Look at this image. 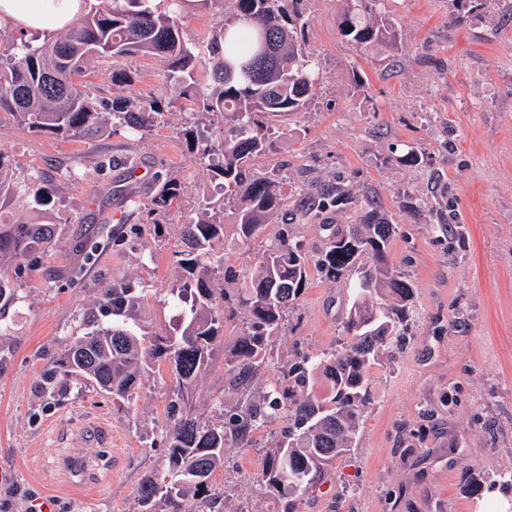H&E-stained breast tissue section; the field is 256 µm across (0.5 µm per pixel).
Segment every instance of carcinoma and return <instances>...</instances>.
<instances>
[{
	"instance_id": "cac0c4a2",
	"label": "carcinoma",
	"mask_w": 512,
	"mask_h": 512,
	"mask_svg": "<svg viewBox=\"0 0 512 512\" xmlns=\"http://www.w3.org/2000/svg\"><path fill=\"white\" fill-rule=\"evenodd\" d=\"M186 0H95L83 20L52 40L34 45L0 37V111L11 113L28 129L93 141L107 131L106 115L133 130L153 127L164 112L155 96L115 98L94 103L84 77L92 62L112 60L105 78L114 85L132 81L123 60L141 54L165 64L164 77L175 99L190 110L207 112L224 122L215 129L221 164L212 171L225 194L245 201L236 213L238 235L248 242L269 223L282 203L270 179L255 172L256 161L274 147L264 117H281L306 107L317 88L320 68L307 53L303 35L309 18L300 0H234V13L212 30L201 46L182 39L190 12ZM338 30L348 42L369 45L391 37L376 10L384 0H346ZM457 18H466L483 0H452ZM250 26L228 37V26ZM174 179H156L152 211L164 214L180 194ZM352 203L338 183L323 207ZM224 206L206 198L196 216L183 225L178 286L170 289L177 310L176 327L151 335L137 313L150 290L130 281H112L102 289L100 309L112 321L84 322L50 373L54 380H75L133 403L141 378L160 364L171 367L176 398L164 428L165 462L150 470L136 494L141 512H186L195 499L201 512H216L224 494L213 489V475L224 465V449L244 448L254 431L285 421L274 449L255 482L283 500V512H298V498L322 482L356 447L363 411L373 399L374 366L383 355L402 347L404 321L415 304V286L388 261L397 225L370 211L360 224L335 229L322 224L328 245L314 256L281 234L251 271L248 293L235 298L249 319L234 352L224 358L228 385L244 389L275 360L272 337L279 335L288 306L309 287L311 272L327 278H352V300L344 331L349 341L330 353L302 354L279 371L265 392L246 395L242 405L221 422L201 424L190 401L197 381L208 369L216 340L224 330V298L214 277L224 272V255L212 243L224 234ZM55 224L20 221L0 224V338L12 333L6 320L18 300L14 281L4 268L22 276L54 245Z\"/></svg>"
}]
</instances>
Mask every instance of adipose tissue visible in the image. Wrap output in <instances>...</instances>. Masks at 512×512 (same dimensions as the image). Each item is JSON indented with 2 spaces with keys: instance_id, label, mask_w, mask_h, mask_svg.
I'll use <instances>...</instances> for the list:
<instances>
[{
  "instance_id": "adipose-tissue-1",
  "label": "adipose tissue",
  "mask_w": 512,
  "mask_h": 512,
  "mask_svg": "<svg viewBox=\"0 0 512 512\" xmlns=\"http://www.w3.org/2000/svg\"><path fill=\"white\" fill-rule=\"evenodd\" d=\"M85 0H0V25L52 37L67 28Z\"/></svg>"
}]
</instances>
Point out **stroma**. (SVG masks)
<instances>
[{
  "mask_svg": "<svg viewBox=\"0 0 512 512\" xmlns=\"http://www.w3.org/2000/svg\"><path fill=\"white\" fill-rule=\"evenodd\" d=\"M341 0H304L306 48L321 62L314 99L302 111L269 121L276 148L256 164L271 178L282 206L250 242L239 238L237 201L224 205L229 292L281 229L308 254L325 245L326 224H358L377 209L397 226L389 259L418 289L406 347L373 371L374 395L351 455L326 482L307 491L300 512H512V0H486L479 16L453 19L451 0H388L396 39L368 47L344 40ZM232 0H210L183 24L187 45L202 43L231 18ZM100 61L92 98L155 95L168 101L160 124L146 131L110 127L88 143L33 132L0 112V175L26 187L0 208V224L43 217L56 224L53 248L15 282L21 297L8 312L11 335L0 338V512H139L136 488L164 461L166 405L176 381L167 366L146 376L134 412L76 381L46 389L43 374L58 361L101 288L131 278L153 292L143 309L151 330L171 329L167 302L181 250V226L202 198L218 197L212 174L188 150L182 131L211 139L210 119L171 102L160 59L134 56L132 81L104 80ZM411 147L421 161L397 162ZM174 177L180 195L164 214L147 201L156 177ZM344 183L353 204L321 208L323 192ZM54 204L34 203L38 186ZM142 206L130 208L128 196ZM464 225L465 241L447 232ZM125 243L113 245V234ZM99 248L86 259L77 246ZM346 279L313 274L273 342L275 368L254 377L264 389L276 369L301 353L329 352L346 342ZM247 322L236 310L225 322L192 401L200 420L222 419L237 391L224 381V355ZM98 427L97 440L83 438ZM249 448L224 451L214 475L224 512H282L276 494L258 491L255 476L277 439L275 426L252 435ZM90 461L89 483L73 484L63 457ZM480 493H472V483Z\"/></svg>",
  "mask_w": 512,
  "mask_h": 512,
  "instance_id": "obj_1",
  "label": "stroma"
}]
</instances>
